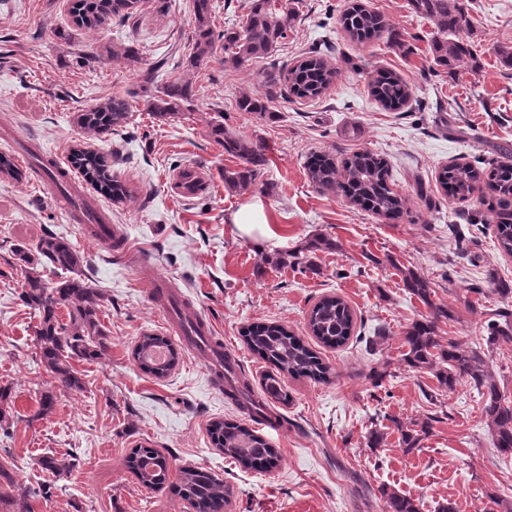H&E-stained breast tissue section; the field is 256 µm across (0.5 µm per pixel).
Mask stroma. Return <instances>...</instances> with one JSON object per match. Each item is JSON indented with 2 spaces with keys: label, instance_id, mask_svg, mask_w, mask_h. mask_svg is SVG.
Wrapping results in <instances>:
<instances>
[{
  "label": "stroma",
  "instance_id": "35a3bbf8",
  "mask_svg": "<svg viewBox=\"0 0 512 512\" xmlns=\"http://www.w3.org/2000/svg\"><path fill=\"white\" fill-rule=\"evenodd\" d=\"M399 31L409 51L386 39L351 40L338 20L350 0H291L287 39L271 57L235 66L222 49L188 68L195 19L192 0H143L133 28L107 25L78 30L71 0H0V153H12L11 135L41 150L70 153L85 146L110 155L112 172L130 191L116 204L86 182L77 189L125 235L129 252L143 255L155 276L171 282L179 303L210 320L237 376L262 393L266 362L244 344V327L277 321L306 336L307 316L325 295L340 296L357 318L354 337L338 348L318 347L332 369L329 381L281 374L288 393L271 402L282 422L261 427L277 448L278 466L243 468L215 448L208 428L216 420L248 423V415L213 387L205 351L189 349L172 329L173 317L124 256L92 241L70 218L71 206L46 177H0V386L12 392L8 436L0 435L10 494L35 486L44 455L74 453L78 466L61 476L51 498L31 500V512H189L176 491L179 470L191 465L224 480L232 491L224 512H382L384 492L419 499L421 512H512V458L502 455L484 424L476 389L458 384L438 394L431 373L403 361V336L415 320L434 315L441 341L483 343L486 324L502 300L497 280L512 282V256L495 245V221L480 195L449 196L437 173L450 162L487 166L512 150V67L499 47L512 46V0H466L470 27L458 40L480 60L445 69L433 60L437 28L413 12L409 0H365ZM133 41L143 60H164L157 79L190 81L194 99L165 120L149 110L137 71L111 55ZM319 52L338 71L321 97L281 94L260 116L237 109L245 92L264 93L268 73ZM381 71L399 74L411 88L406 105L391 110L370 98L367 81ZM113 96L130 103L127 122L93 136L73 121L76 112ZM226 131L260 145L266 158L248 189L225 185L236 168L210 136ZM368 149L382 155L407 213L389 221L359 209L338 192L316 188L305 162L313 153L345 158ZM201 168L208 194L179 193L176 171ZM264 205L266 223L251 232L231 222L247 202ZM66 237L82 253L83 277L102 291L100 319L111 337L101 359L77 363L84 390H70L40 362L39 319L20 299L24 277L13 255L34 247L45 231ZM319 236L334 247L316 253L315 270L276 268V254L304 253ZM412 270L431 289L422 302L406 287ZM167 337L177 355L162 378L134 357L141 337ZM382 371L381 386L370 375ZM53 395L40 415L42 395ZM438 415L418 450L405 452L398 425ZM381 432L371 446V431ZM170 463L162 490L140 485L125 460L139 446ZM501 503H494L493 495Z\"/></svg>",
  "mask_w": 512,
  "mask_h": 512
}]
</instances>
